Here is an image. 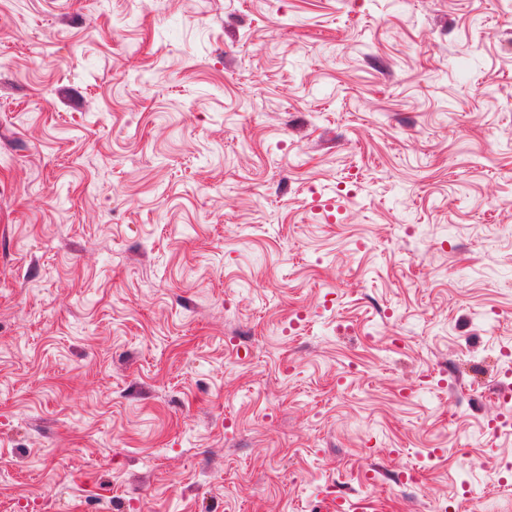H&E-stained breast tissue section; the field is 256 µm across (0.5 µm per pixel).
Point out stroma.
Here are the masks:
<instances>
[{"instance_id":"obj_1","label":"stroma","mask_w":512,"mask_h":512,"mask_svg":"<svg viewBox=\"0 0 512 512\" xmlns=\"http://www.w3.org/2000/svg\"><path fill=\"white\" fill-rule=\"evenodd\" d=\"M512 0H0V512H512Z\"/></svg>"}]
</instances>
